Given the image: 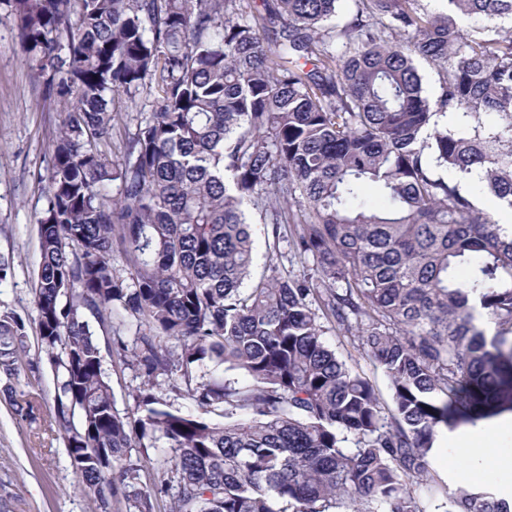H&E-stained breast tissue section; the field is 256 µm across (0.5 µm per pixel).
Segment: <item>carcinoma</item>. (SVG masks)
Listing matches in <instances>:
<instances>
[{"instance_id":"1","label":"carcinoma","mask_w":512,"mask_h":512,"mask_svg":"<svg viewBox=\"0 0 512 512\" xmlns=\"http://www.w3.org/2000/svg\"><path fill=\"white\" fill-rule=\"evenodd\" d=\"M5 2L65 114L34 323L52 421L97 512L119 492L126 512L162 494L171 512H426L438 438L512 411V224L457 178L479 169L512 214V26L475 25L512 23V0H349L340 21L339 0ZM141 98L152 112L112 161L122 104ZM253 224L312 266L272 263L243 287ZM128 317L134 346L113 345L142 381L121 414L93 324ZM327 324L382 369L392 407ZM26 338L0 311L5 375ZM157 446L162 479L145 482ZM440 507L512 512V498L488 480Z\"/></svg>"}]
</instances>
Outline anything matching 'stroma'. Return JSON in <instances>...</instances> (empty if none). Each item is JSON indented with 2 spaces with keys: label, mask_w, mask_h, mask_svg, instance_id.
<instances>
[{
  "label": "stroma",
  "mask_w": 512,
  "mask_h": 512,
  "mask_svg": "<svg viewBox=\"0 0 512 512\" xmlns=\"http://www.w3.org/2000/svg\"><path fill=\"white\" fill-rule=\"evenodd\" d=\"M43 97V81L27 68L14 18L0 2V256L13 260L11 277L0 283V310L19 316L27 333L18 376L0 374V512H93L78 487L62 436L49 427L56 380L41 360L33 323V277L40 259L36 219L46 204L52 134L63 119ZM253 230L255 275L272 262L301 270L287 243H275L265 225ZM324 338L354 371L371 379L382 400H389L380 368L334 331H326ZM104 358L115 406L126 411L140 378L119 354L108 352ZM9 386L37 397L41 408L36 419L14 412L4 394ZM454 457L447 439H440L432 459L436 481L421 490L427 512H436L446 491L480 482L468 466L454 465Z\"/></svg>",
  "instance_id": "1"
}]
</instances>
